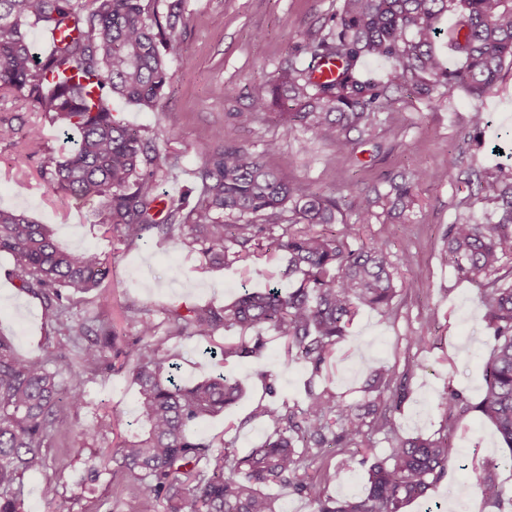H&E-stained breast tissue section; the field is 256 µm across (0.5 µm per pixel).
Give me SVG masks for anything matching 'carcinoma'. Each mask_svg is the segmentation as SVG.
<instances>
[{
    "label": "carcinoma",
    "mask_w": 512,
    "mask_h": 512,
    "mask_svg": "<svg viewBox=\"0 0 512 512\" xmlns=\"http://www.w3.org/2000/svg\"><path fill=\"white\" fill-rule=\"evenodd\" d=\"M450 15L455 22L448 28L443 23ZM183 18L184 0H170L164 13L159 0H0V92L77 134L68 154L47 159L39 174L56 194L99 199L104 233L134 245L153 230L174 238L187 227L188 247L199 250L209 267L246 259L270 240L285 253L282 276L298 285L246 288L221 307L165 309L158 323L151 308H133L130 320L142 339L129 346L108 319L70 316L74 295L109 278L108 258L93 249H65L48 225L0 209V253L13 258L19 288L41 298L56 324L36 357L18 354L0 336V512H25L24 480L32 474L43 477V499L56 500L47 449L71 433L86 383L128 365L141 431L115 444L104 471L109 487L133 485L139 512H154L157 502L165 504L164 512H284L262 490L268 484L312 497L316 512H404L445 477L455 453L456 415L472 409L512 451V271L500 267L502 258L512 257V166L477 176V196L493 208L483 222L462 218L448 225L444 254L458 272L485 281L481 299L494 346L483 393L473 404L448 388V416L438 435L398 437L388 411L400 408L405 393L386 396L395 371L371 370L364 400L355 405L319 383L358 311L387 309L397 294L395 263L384 245L350 247L356 229L344 223L341 199L280 176L264 155L225 144L218 128L199 147L195 200L186 195L161 213L158 187L170 173L169 158L156 139L117 118L108 97L157 110L172 80L174 31ZM31 26L58 34V41L35 52L27 36ZM443 39L463 58L461 67H448L437 47ZM302 52L309 61H290L253 86L252 109L262 113L275 105L288 124L336 139L338 130L392 116L394 86L428 98L455 88L477 99L486 95L512 62V0H342L328 31ZM368 59L393 63L387 81L363 76ZM325 60L339 64L336 77L315 76ZM23 142L38 154L40 127L31 126ZM445 176L418 172L392 180L386 193L391 208L400 215L412 211L414 184ZM285 223L288 231L275 235ZM315 224L342 229L315 232ZM161 326L164 336L157 334ZM222 330L239 336L227 341ZM268 332L284 340L286 356L307 363L309 377L302 400L290 404L278 402L277 378L261 375L268 400L251 418L271 421L272 429L239 455L223 437H201L195 427L235 404L241 383L220 370L178 381L168 341L200 337L221 365L260 359ZM120 422V415L107 413L93 431L106 436ZM380 432L393 434L391 448L370 459L365 452ZM326 447L341 456L338 472L366 468L365 495L336 499L308 476ZM493 469L486 467L480 487L498 498Z\"/></svg>",
    "instance_id": "1"
}]
</instances>
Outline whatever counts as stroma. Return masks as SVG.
I'll return each instance as SVG.
<instances>
[{"label": "stroma", "instance_id": "35a3bbf8", "mask_svg": "<svg viewBox=\"0 0 512 512\" xmlns=\"http://www.w3.org/2000/svg\"><path fill=\"white\" fill-rule=\"evenodd\" d=\"M341 0H185V14L177 26L178 51L171 61L174 78L157 111L149 112L114 97L113 112L131 128L156 137L174 165L162 182L160 194L182 196L203 158L199 147L215 128H224L229 140L256 153L291 179L306 181L328 194L345 199L347 222L358 210L370 209V223L361 225L351 247L384 241L397 264L398 293L389 309L362 308L336 346L335 358L321 383L346 402L363 399L370 369L386 367L405 377L406 398L391 417L398 436L438 433L448 406L446 388L478 402L483 371L494 345L484 322L477 281L458 273L442 254L449 224L459 218L481 216L485 205L474 187L465 182L467 172L485 171L501 161L496 149L512 141V67L502 72L495 87L482 100L464 90L423 99L406 88L392 90L395 122L378 118L364 133L350 131V149L340 153L331 140L289 125L276 113L252 111L249 92L253 84L272 78L294 55L296 46L320 36L336 14ZM488 115L482 142L470 140L474 108ZM17 116L19 125L43 123L40 113L0 96V116ZM44 125L40 155L27 157L23 144L0 141V208L23 213L52 227L56 240L71 250L94 249L111 262L112 303L109 315L125 343L138 341L137 326L128 306H150L155 311L176 306H222L243 287L263 288L279 282L284 261L276 254L253 263L235 262L219 269L202 265L198 255L182 243L149 233L128 246L104 234L99 224L100 203L53 193L39 174L42 158L67 153L73 142L58 125ZM275 152H267L268 143ZM447 170L440 181H422L415 187L417 205L410 216L399 218L382 197L390 178L418 170ZM11 256L0 254V335L10 339L24 356L42 352L55 324L41 299L21 290L11 278ZM425 337L423 346L414 337ZM169 346L190 381L212 370L203 355L204 340L195 336L171 339ZM226 373L239 379L243 399L226 413L201 423L198 434L223 435L238 453L259 445L269 423L250 420L264 397L262 372L279 382L280 396L301 395L308 368L303 361L285 362L283 345L269 338L264 356L257 361H232ZM123 413L127 423L138 416L136 389L127 371H106L87 384L85 405L73 416L72 433L50 448V471L59 477V497L47 503L40 479L24 481L28 512H135L130 490L113 492L101 468L117 438L90 437L99 416ZM452 442L457 450L448 461L446 477L431 488L428 498L409 505L406 512H426L438 504L442 512H512V451L504 447L492 424L480 413L460 416ZM497 461L496 483L500 499L484 495L477 477L488 461ZM338 458L325 451L311 467L315 480L333 472ZM326 490L341 498L365 492L362 470L325 481Z\"/></svg>", "mask_w": 512, "mask_h": 512}]
</instances>
